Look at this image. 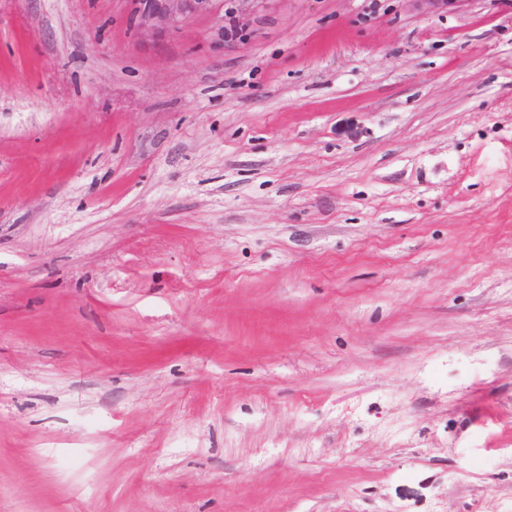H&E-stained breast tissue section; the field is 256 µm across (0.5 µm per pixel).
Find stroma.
I'll return each instance as SVG.
<instances>
[{
    "label": "stroma",
    "mask_w": 512,
    "mask_h": 512,
    "mask_svg": "<svg viewBox=\"0 0 512 512\" xmlns=\"http://www.w3.org/2000/svg\"><path fill=\"white\" fill-rule=\"evenodd\" d=\"M135 7L0 0V512H512V0ZM141 30L154 34L186 19L211 12L217 0H134Z\"/></svg>",
    "instance_id": "stroma-1"
}]
</instances>
